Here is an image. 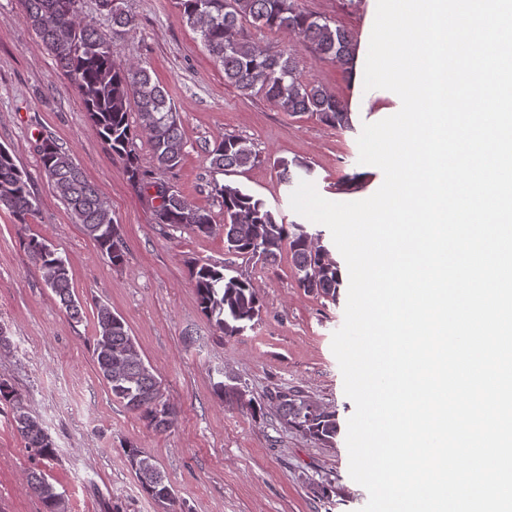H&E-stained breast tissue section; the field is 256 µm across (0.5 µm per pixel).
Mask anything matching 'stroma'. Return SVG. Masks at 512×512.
<instances>
[{
  "label": "stroma",
  "mask_w": 512,
  "mask_h": 512,
  "mask_svg": "<svg viewBox=\"0 0 512 512\" xmlns=\"http://www.w3.org/2000/svg\"><path fill=\"white\" fill-rule=\"evenodd\" d=\"M354 36L351 68L320 60L285 32L251 29L272 52L294 51L305 80L319 83L344 104L350 128L336 130L311 115L291 117L259 97L225 84L224 72L184 22L177 0H124L138 27L117 35V58L149 69L180 113L184 156L159 167L147 139L136 142L143 169L174 187L192 205L223 221L214 183L234 182L265 199L287 222L302 223L290 207L291 188L279 161L301 171L324 198L362 200L383 182L382 171L358 161L364 124L397 113L399 97L354 83L363 63L376 0H298ZM234 134L254 143L261 163L242 173H214L209 151ZM54 140L108 202L120 224L125 256L112 265L75 224L39 168L38 145ZM0 145L13 150L32 176L38 212L15 223L0 210V381L23 399L50 434L56 456L33 457L18 435L13 411L0 403V512H43L26 476L44 472L63 492L68 512H162L141 488L124 455L132 443L150 454L172 486L174 512H360L367 491L349 475L347 422L355 406L345 395L332 352L344 321L348 288L329 299L299 288L289 253L265 263L229 254L220 235L204 237L154 220L152 190L133 188L123 161L92 125L73 87L36 33L23 20L21 0H0ZM37 235L66 259L83 308L71 319L23 251ZM230 266L258 288L261 312L253 326L227 336L202 313L189 264ZM108 304L125 321L145 363L161 379L177 409L167 431L148 428L139 414L113 399L94 362L96 307ZM255 402L243 406L214 390L217 369ZM278 390L302 392L336 413L326 444L286 424L271 406Z\"/></svg>",
  "instance_id": "obj_1"
}]
</instances>
